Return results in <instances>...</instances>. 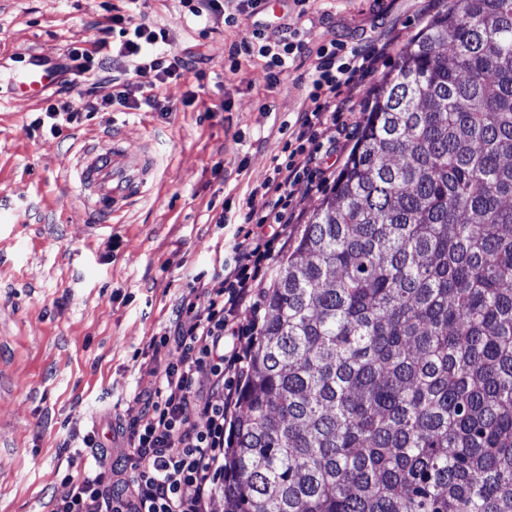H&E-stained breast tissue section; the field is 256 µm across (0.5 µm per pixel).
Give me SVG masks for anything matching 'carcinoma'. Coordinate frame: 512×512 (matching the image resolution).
<instances>
[{
  "label": "carcinoma",
  "mask_w": 512,
  "mask_h": 512,
  "mask_svg": "<svg viewBox=\"0 0 512 512\" xmlns=\"http://www.w3.org/2000/svg\"><path fill=\"white\" fill-rule=\"evenodd\" d=\"M265 296L224 512H512V0L398 53Z\"/></svg>",
  "instance_id": "1"
}]
</instances>
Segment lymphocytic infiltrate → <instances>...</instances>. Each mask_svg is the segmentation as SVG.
<instances>
[{
    "mask_svg": "<svg viewBox=\"0 0 512 512\" xmlns=\"http://www.w3.org/2000/svg\"><path fill=\"white\" fill-rule=\"evenodd\" d=\"M105 36L93 50L70 47L67 56L74 74L89 89H96L106 64L135 61L137 69L155 71L159 81L180 77L189 63L167 55L166 29L134 23L132 15L116 13ZM303 44L296 32L270 39L264 29L252 32L250 42L234 45L230 56L254 54L264 58L271 77L293 66ZM316 65L309 74L310 106L299 112L292 137L272 176L262 183L265 213L241 242H233L221 262L222 278L207 289L206 305L182 296L175 318L156 346L177 352L148 389L138 393L139 416L115 419L113 439L124 450L111 449L84 438L89 462L68 475V493L53 503L51 512H209L211 501L224 490V424L239 407L248 354L238 323L242 307L257 305V277L269 268L276 250L288 244L287 230L294 219L292 194L296 184L316 185L328 171L326 156L338 150L337 140L322 142L328 123L338 122L349 109L357 80L372 72L370 56L344 44L330 42L315 52ZM155 95L123 84L121 91L75 104L49 100L43 112L26 127L27 134L49 129L58 134L97 112L159 109ZM208 370L207 386L198 375Z\"/></svg>",
    "mask_w": 512,
    "mask_h": 512,
    "instance_id": "obj_1",
    "label": "lymphocytic infiltrate"
}]
</instances>
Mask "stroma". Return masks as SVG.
Returning <instances> with one entry per match:
<instances>
[{"label": "stroma", "mask_w": 512, "mask_h": 512, "mask_svg": "<svg viewBox=\"0 0 512 512\" xmlns=\"http://www.w3.org/2000/svg\"><path fill=\"white\" fill-rule=\"evenodd\" d=\"M123 0H0V512H50L64 476L79 470L60 446L95 430L110 441L113 416L129 421L136 396L171 357L154 352L172 311L200 272L245 234L246 200L272 175L289 121L310 100L314 49L337 41L374 52V72L354 99L345 163L382 78L399 49L441 0H291L235 26L179 0H139L138 13L169 32L168 52L194 61L179 78L128 72L153 93L157 112H99L54 136L27 135L38 102L19 86L33 60L67 46L92 47L93 22ZM278 37L296 30L306 50L271 80L258 56L230 61L253 23ZM118 134L133 153L150 148L157 169L148 194L123 214L88 211L65 166L85 143Z\"/></svg>", "instance_id": "obj_1"}]
</instances>
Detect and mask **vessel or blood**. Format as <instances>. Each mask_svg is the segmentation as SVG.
I'll use <instances>...</instances> for the list:
<instances>
[{"instance_id": "vessel-or-blood-1", "label": "vessel or blood", "mask_w": 512, "mask_h": 512, "mask_svg": "<svg viewBox=\"0 0 512 512\" xmlns=\"http://www.w3.org/2000/svg\"><path fill=\"white\" fill-rule=\"evenodd\" d=\"M53 82L49 71L29 70L21 88L35 97ZM151 151L128 153L119 139H104L87 146L74 167L85 207L99 215H112L144 197L154 173Z\"/></svg>"}]
</instances>
